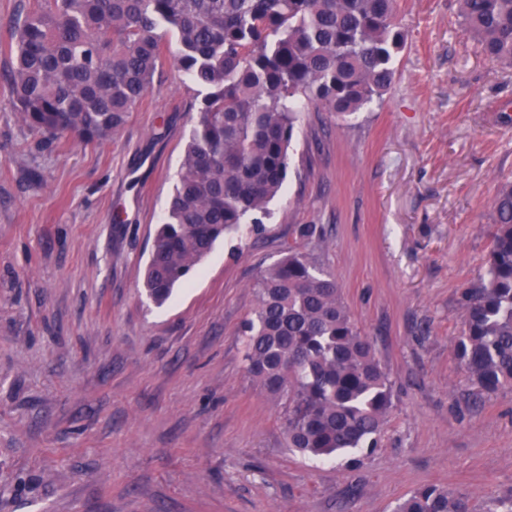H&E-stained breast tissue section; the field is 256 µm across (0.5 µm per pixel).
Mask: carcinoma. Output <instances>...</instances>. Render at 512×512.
I'll use <instances>...</instances> for the list:
<instances>
[{
    "mask_svg": "<svg viewBox=\"0 0 512 512\" xmlns=\"http://www.w3.org/2000/svg\"><path fill=\"white\" fill-rule=\"evenodd\" d=\"M461 2L482 52L512 66V0ZM394 12L395 0H33L15 20L3 79L26 126L103 143L142 104L175 37L178 64L204 95L146 268L159 304L218 239L260 229L301 112L346 117L387 92L404 44ZM492 208V247L454 347L486 394L512 388V180ZM256 288L242 328L247 371L287 396L288 447L325 460L378 447L392 385L336 277L290 248ZM397 512L472 510L467 496L427 485Z\"/></svg>",
    "mask_w": 512,
    "mask_h": 512,
    "instance_id": "1",
    "label": "carcinoma"
}]
</instances>
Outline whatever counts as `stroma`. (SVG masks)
Instances as JSON below:
<instances>
[{
  "label": "stroma",
  "mask_w": 512,
  "mask_h": 512,
  "mask_svg": "<svg viewBox=\"0 0 512 512\" xmlns=\"http://www.w3.org/2000/svg\"><path fill=\"white\" fill-rule=\"evenodd\" d=\"M394 21L390 90L345 120L303 112L262 230L217 242L160 306L143 276L200 87L166 55L113 139L43 147L0 83V512H394L430 484L477 512L512 497V389L478 393L454 351L512 179V68L459 0H397ZM291 246L335 275L392 382L373 452L291 450L285 400L246 371L256 282Z\"/></svg>",
  "instance_id": "obj_1"
}]
</instances>
